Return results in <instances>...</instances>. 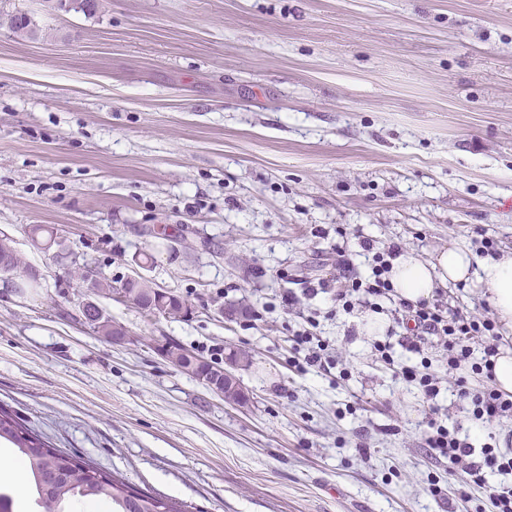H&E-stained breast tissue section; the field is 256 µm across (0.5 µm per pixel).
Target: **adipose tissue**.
<instances>
[{
	"instance_id": "1",
	"label": "adipose tissue",
	"mask_w": 512,
	"mask_h": 512,
	"mask_svg": "<svg viewBox=\"0 0 512 512\" xmlns=\"http://www.w3.org/2000/svg\"><path fill=\"white\" fill-rule=\"evenodd\" d=\"M389 278L396 294L412 302L451 284H479L499 323L512 330V252L481 259L453 241L427 258L409 249L393 259Z\"/></svg>"
}]
</instances>
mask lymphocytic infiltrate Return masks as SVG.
I'll list each match as a JSON object with an SVG mask.
<instances>
[{"instance_id":"f902f5d3","label":"lymphocytic infiltrate","mask_w":512,"mask_h":512,"mask_svg":"<svg viewBox=\"0 0 512 512\" xmlns=\"http://www.w3.org/2000/svg\"><path fill=\"white\" fill-rule=\"evenodd\" d=\"M362 248L371 253L373 262L371 275L366 279L353 276L344 249L336 251L333 300L346 311L357 305L371 307L373 301L389 299L394 294L387 273L390 269L388 260L396 256L397 246H390L382 254L374 251L371 241L366 240ZM393 317L398 321L413 322L414 332L401 337L396 344L388 341L376 344V358L386 365H393L394 349L398 346L420 355L419 363L399 366L398 376L419 388L425 403L430 406L431 418L424 437L428 458L432 463L446 464L449 475L457 477L463 486L485 489L496 512H512V487L491 485L486 478L490 472L512 475V448L487 443L481 450H473L471 444L461 438L458 426L437 419L438 409L433 402L440 392L439 380L431 373L429 360L424 356L428 345L440 343L448 371L454 376L456 395L467 403L475 419L486 423L511 420L512 394L500 392L490 383L491 359L498 352L500 340L495 321L486 316L449 310L437 294L415 303L398 300ZM291 341L298 371L313 369L327 374L337 367L338 361L328 343L315 336L312 328L296 330ZM476 452L481 455L477 461L472 458Z\"/></svg>"}]
</instances>
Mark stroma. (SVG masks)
<instances>
[{
	"mask_svg": "<svg viewBox=\"0 0 512 512\" xmlns=\"http://www.w3.org/2000/svg\"><path fill=\"white\" fill-rule=\"evenodd\" d=\"M99 2L0 0L41 29L0 26V239L39 274L0 291V408L190 512H492L425 465L421 393L375 361L386 333L308 289L338 243L367 276L363 238L426 257L477 251L483 229L512 250V0ZM65 252L190 313L96 296L127 333L112 343L79 322ZM308 316L346 378L295 368ZM170 339L222 364L249 351L248 404L169 362ZM437 401L474 448L508 431Z\"/></svg>",
	"mask_w": 512,
	"mask_h": 512,
	"instance_id": "stroma-1",
	"label": "stroma"
}]
</instances>
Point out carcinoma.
<instances>
[{
	"instance_id": "carcinoma-1",
	"label": "carcinoma",
	"mask_w": 512,
	"mask_h": 512,
	"mask_svg": "<svg viewBox=\"0 0 512 512\" xmlns=\"http://www.w3.org/2000/svg\"><path fill=\"white\" fill-rule=\"evenodd\" d=\"M0 26L7 27L20 38H32L37 27L32 17L22 11L0 12ZM0 262L6 263L16 274L36 279L35 269L24 263L6 242H0ZM82 284L91 283L94 294L112 293V283L97 278L88 265L74 268ZM128 300L139 308L152 304L156 307L171 306L180 300L165 291L157 290L152 282L126 283ZM164 357L175 366L214 386L223 393L224 400L237 405L247 403L239 382L224 377L218 364L197 358L179 343L170 340L162 345ZM0 438L16 447L17 459L24 467L35 491L38 512H68V508L83 499H93L108 504L110 512H188L186 505L174 499L144 492L112 473L100 470L83 459L59 448H54L23 427L12 415L0 410Z\"/></svg>"
}]
</instances>
